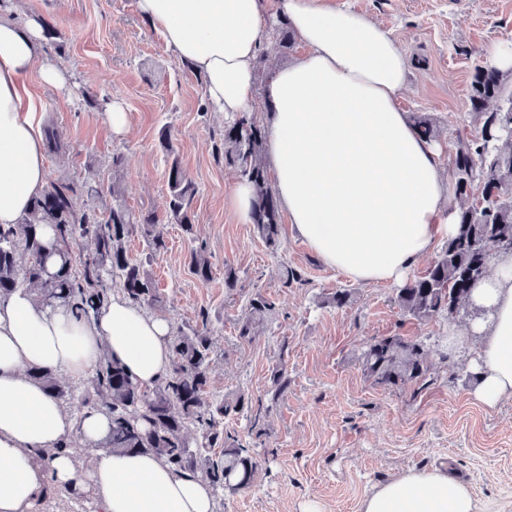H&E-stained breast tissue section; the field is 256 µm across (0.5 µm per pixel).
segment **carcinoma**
Here are the masks:
<instances>
[{"instance_id":"1","label":"carcinoma","mask_w":512,"mask_h":512,"mask_svg":"<svg viewBox=\"0 0 512 512\" xmlns=\"http://www.w3.org/2000/svg\"><path fill=\"white\" fill-rule=\"evenodd\" d=\"M274 48L283 52L293 35L284 19L273 32ZM508 75L489 65H478L471 76L470 109L481 123L480 133L457 142L451 162L457 202L455 234L444 243L427 272L397 289L394 302L417 320L442 316L450 321L469 303L472 287L490 273V257L512 251V88ZM266 136L255 113H241L224 124V160L254 191L253 231L271 249L279 246L282 215L277 195L268 180ZM168 223L194 235L190 208L195 187L178 159L168 168ZM152 210L138 213L122 201L118 183L112 184V207L99 222L78 213L66 186H51L36 198L19 224L0 227V297L20 287L32 288L46 305L64 302L86 314L112 295L119 282L127 299L154 311L164 309L150 274L132 260L126 242L138 233L150 253L163 251L166 242ZM42 224L58 228L55 252L60 263L51 272L46 246L38 235ZM91 235L94 250L74 267L72 245ZM190 272L201 280L211 275L206 243L190 254ZM354 293L339 288L323 300L336 308L353 301ZM275 315V303L261 293L251 296L237 322V338L252 342ZM172 354L168 374L153 388L136 384L124 365L108 356L88 380L83 401L110 414L112 426L104 440L112 451L152 452L180 471L198 473L216 493L234 494L254 483L261 468L252 441L266 434L265 420L288 387L286 369L271 373L269 403L241 390L221 399L210 392L212 346L207 332L179 330L170 338ZM364 375L377 387L405 389L423 386L431 366L424 346L403 336L371 338L361 351ZM29 375L52 397L68 405L73 387L47 368L34 367ZM248 421L247 435L226 428L231 420Z\"/></svg>"}]
</instances>
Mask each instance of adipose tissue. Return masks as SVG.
I'll return each mask as SVG.
<instances>
[{
  "label": "adipose tissue",
  "mask_w": 512,
  "mask_h": 512,
  "mask_svg": "<svg viewBox=\"0 0 512 512\" xmlns=\"http://www.w3.org/2000/svg\"><path fill=\"white\" fill-rule=\"evenodd\" d=\"M167 51L204 78V94L225 115L254 111L260 52L270 43L267 0H138ZM280 12L306 47L274 68L267 139L275 190L294 233L329 268L362 283H401L416 261L455 230L454 196L441 168L443 145L420 136L398 99L409 61L370 15L334 0H280ZM37 17L0 15V225L19 223L48 186L40 107L22 79L39 72L64 84L65 69L41 52ZM470 304L478 322L476 398L495 407L512 396V252L494 255ZM170 325L115 296L91 313L43 305L33 289L0 298V512H37L47 488L89 494L95 512H217L200 475L150 453L102 448L110 416L73 420L30 378L33 367L76 380L103 356L150 388L167 374ZM78 437L85 461L58 451ZM360 512H476L469 488L443 467L408 470L361 502Z\"/></svg>",
  "instance_id": "1"
}]
</instances>
